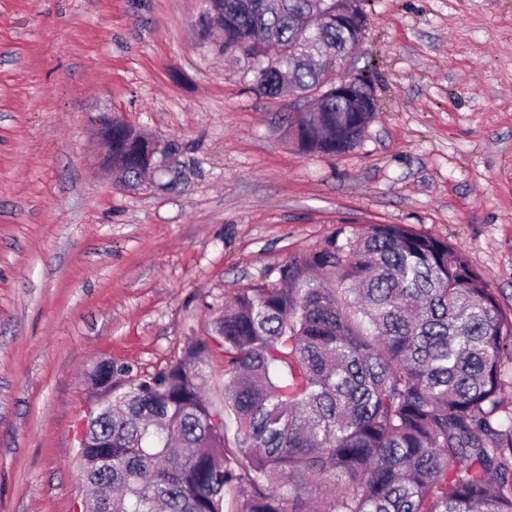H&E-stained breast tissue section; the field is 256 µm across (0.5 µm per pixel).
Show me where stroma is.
I'll list each match as a JSON object with an SVG mask.
<instances>
[{
  "mask_svg": "<svg viewBox=\"0 0 512 512\" xmlns=\"http://www.w3.org/2000/svg\"><path fill=\"white\" fill-rule=\"evenodd\" d=\"M353 150H299L305 98L200 34L202 0H0V512H79V434L174 364L240 290L403 224L469 260L512 321V0H361ZM150 135L113 185L88 114ZM103 361L107 387L89 377Z\"/></svg>",
  "mask_w": 512,
  "mask_h": 512,
  "instance_id": "35a3bbf8",
  "label": "stroma"
}]
</instances>
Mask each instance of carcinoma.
I'll return each mask as SVG.
<instances>
[{
  "mask_svg": "<svg viewBox=\"0 0 512 512\" xmlns=\"http://www.w3.org/2000/svg\"><path fill=\"white\" fill-rule=\"evenodd\" d=\"M204 39L260 64L253 90L312 94L289 134L304 151L353 149L373 108L329 91L326 55L347 33L318 0H203ZM152 139L112 126L116 185L150 174ZM512 322L468 259L403 224L246 288L213 334L165 371L113 395L87 422L79 455L86 512H512V433L503 354ZM224 356V410L203 364ZM102 362L91 374L111 381ZM237 446L226 445V416Z\"/></svg>",
  "mask_w": 512,
  "mask_h": 512,
  "instance_id": "carcinoma-1",
  "label": "carcinoma"
}]
</instances>
